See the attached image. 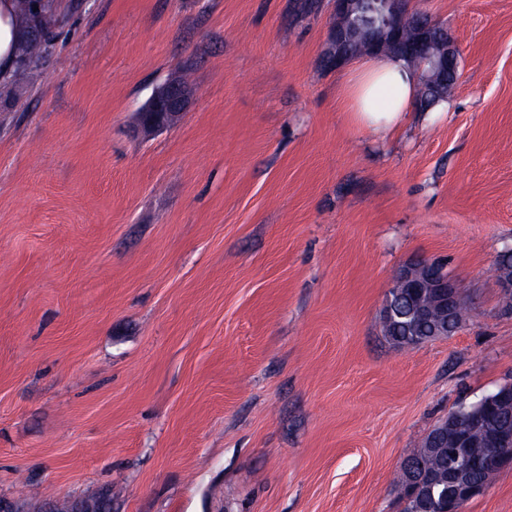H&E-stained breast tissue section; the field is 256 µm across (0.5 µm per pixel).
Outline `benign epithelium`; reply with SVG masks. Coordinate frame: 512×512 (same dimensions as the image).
Returning a JSON list of instances; mask_svg holds the SVG:
<instances>
[{"label": "benign epithelium", "mask_w": 512, "mask_h": 512, "mask_svg": "<svg viewBox=\"0 0 512 512\" xmlns=\"http://www.w3.org/2000/svg\"><path fill=\"white\" fill-rule=\"evenodd\" d=\"M370 12H364L365 0H334L336 23L325 56L342 65L354 57L351 45L355 31L360 24L370 26L363 51L376 58L387 53L404 49L412 52L422 46L437 43L440 53L433 57V75L430 76L431 92L435 93L447 84L448 63L458 59V49L448 34L436 22H424L414 14L411 0H370ZM416 19V37L407 41L402 37L401 26L408 20ZM186 105L177 79L165 83L150 107L143 112L142 122L148 128H160L174 122ZM394 288L411 291L415 301L411 314L417 321L436 312L441 325L432 330L438 338L448 335V315L452 314L462 298L455 283L446 275L436 271L432 261L413 262L403 267L392 282ZM512 403L504 395L489 400L486 410L472 418L465 428L458 426L455 413H448L431 434L427 447L438 451L454 441L456 448H472L467 456L472 469L499 472L512 467V429L504 421ZM487 485L461 480L455 496L448 499V512H465L467 503L482 495ZM104 503H95L87 498L73 497L63 501L50 500L44 503V512H103Z\"/></svg>", "instance_id": "7a95c632"}]
</instances>
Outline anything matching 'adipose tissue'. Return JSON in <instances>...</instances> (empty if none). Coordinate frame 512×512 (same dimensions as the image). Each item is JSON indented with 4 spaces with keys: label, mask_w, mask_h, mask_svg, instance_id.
<instances>
[{
    "label": "adipose tissue",
    "mask_w": 512,
    "mask_h": 512,
    "mask_svg": "<svg viewBox=\"0 0 512 512\" xmlns=\"http://www.w3.org/2000/svg\"><path fill=\"white\" fill-rule=\"evenodd\" d=\"M27 38L16 0H0V79L15 71ZM418 86V73L400 58L366 59L344 79L340 101L354 125L385 138L404 123Z\"/></svg>",
    "instance_id": "1"
}]
</instances>
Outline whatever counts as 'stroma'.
<instances>
[{
  "label": "stroma",
  "instance_id": "obj_1",
  "mask_svg": "<svg viewBox=\"0 0 512 512\" xmlns=\"http://www.w3.org/2000/svg\"><path fill=\"white\" fill-rule=\"evenodd\" d=\"M57 0L0 83V496L112 512H400L396 475L512 383V0H413L459 51L449 112L380 138L323 63L331 0ZM191 97L150 130L165 82ZM470 311L413 349L395 272ZM465 512H512V468ZM433 261L413 262L403 267L392 282L386 295L383 311L391 315L393 288H408L415 301L411 304V314L416 321L425 319L429 313L436 312L441 325L433 328L431 336H448V315L452 314L462 298L455 283L447 276L436 271ZM406 315L407 309L403 304L395 320L388 327L382 328L384 335L394 344L400 346L410 344L412 347H416L423 344L422 338L427 336L426 328L412 325ZM103 507V501L94 504L87 498L73 497L63 501L49 500L43 509L46 512H103Z\"/></svg>",
  "mask_w": 512,
  "mask_h": 512
}]
</instances>
